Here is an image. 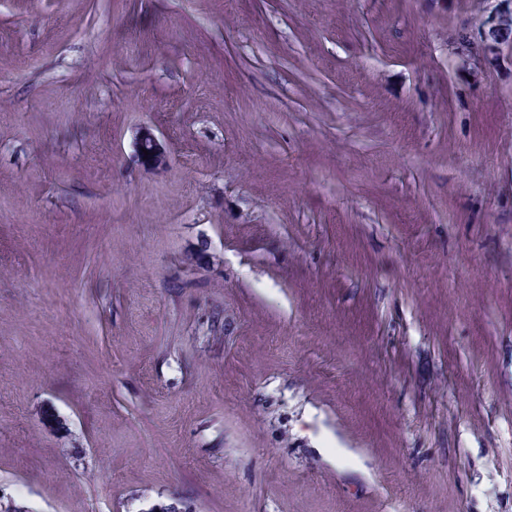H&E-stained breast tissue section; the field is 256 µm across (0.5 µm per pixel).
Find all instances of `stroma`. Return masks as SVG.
<instances>
[{
    "label": "stroma",
    "mask_w": 512,
    "mask_h": 512,
    "mask_svg": "<svg viewBox=\"0 0 512 512\" xmlns=\"http://www.w3.org/2000/svg\"><path fill=\"white\" fill-rule=\"evenodd\" d=\"M494 5L0 0V512H512ZM148 150V155L142 152ZM133 162L142 170L154 174L167 171L170 164V155L166 144L156 129L150 125L139 127L132 140Z\"/></svg>",
    "instance_id": "1"
}]
</instances>
